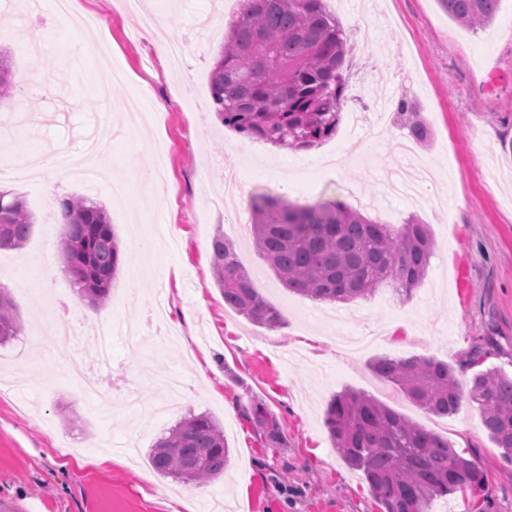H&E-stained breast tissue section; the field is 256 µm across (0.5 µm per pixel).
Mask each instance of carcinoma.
Wrapping results in <instances>:
<instances>
[{
    "instance_id": "1",
    "label": "carcinoma",
    "mask_w": 512,
    "mask_h": 512,
    "mask_svg": "<svg viewBox=\"0 0 512 512\" xmlns=\"http://www.w3.org/2000/svg\"><path fill=\"white\" fill-rule=\"evenodd\" d=\"M448 16L484 28L499 0H441ZM350 48L325 0H245L209 73V89L221 123L275 147L309 149L336 134ZM9 59L0 54V100L13 97ZM408 134L428 138L426 126L401 100ZM0 191V249L20 246L32 217L23 202ZM257 250L289 290L316 301L351 302L389 285L408 297L423 280L435 240L428 225L408 219L393 229L340 201L294 205L270 194L250 202ZM56 223L64 226L61 249L79 298L98 310L122 263L112 224L96 202L60 200ZM213 273L224 304L269 329L282 318L252 286L233 243L216 235ZM22 320L0 292V342L18 335ZM372 371L427 413L447 416L464 398L477 404L484 429L502 459L512 464V376L478 369L463 386L448 364L433 358H380ZM255 419L267 438L280 432L262 408ZM324 424L346 464L362 472L381 512H430L431 501L482 487L485 476L439 434L406 420L364 394L343 391L329 401ZM155 472L200 487L224 474L230 450L224 432L207 414L169 429L149 454Z\"/></svg>"
}]
</instances>
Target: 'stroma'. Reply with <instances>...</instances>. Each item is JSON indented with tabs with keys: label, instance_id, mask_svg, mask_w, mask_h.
<instances>
[{
	"label": "stroma",
	"instance_id": "obj_1",
	"mask_svg": "<svg viewBox=\"0 0 512 512\" xmlns=\"http://www.w3.org/2000/svg\"><path fill=\"white\" fill-rule=\"evenodd\" d=\"M15 2L0 0L7 20L0 48L15 81L13 98L0 104V164H24L34 152L79 158L103 121L112 140L96 186L49 169L0 183L33 219L20 247L0 250V287L23 322L19 336L0 344V380L13 384L0 392V512H207L216 499L229 512H380L324 425L330 399L344 390L447 438L484 473L483 487L435 499L431 512H512V464L490 441L477 405L465 400L453 414L426 413L370 368L382 356L430 357L465 384L469 353L480 344L486 366L512 376V0H500L494 22L478 30L451 21L440 0H385L398 25L377 27L369 45L363 30L371 0H326L351 51L340 133L304 153L320 164L316 175L297 167L299 151L252 141L214 113L208 77L237 16L232 0H142L188 41L179 70L158 41L139 33L124 0H75L103 21L84 33L57 13L55 0L24 10ZM85 37L110 43L112 63L126 75L113 87L116 99L152 90L161 105L152 121L103 112V76L80 50ZM390 94L411 100L430 131L415 150L434 179L416 199L384 187L400 121L390 118L384 140L369 132L365 105ZM159 149L167 161L162 194L148 195L142 178L131 177L129 206L114 208L112 180L129 177L131 165L147 167ZM231 169L246 201L265 191L300 204L339 200L396 228L417 216L436 240L424 279L407 298L384 286L346 304L288 291L253 243L250 209L233 216L209 205L223 196ZM62 195L101 205L124 254L107 305L92 316L55 248ZM220 232L235 244L254 288L280 310V328L225 305L212 269L211 241ZM47 263L55 268L49 278ZM47 306L72 309L75 335L105 336L110 364L89 354L84 368L104 392H137L136 408L108 411L70 377V347L44 350ZM302 334L316 338V348L296 344ZM257 404L279 421V443L249 419ZM204 412L223 427L231 451L223 477L197 487L155 473V441L184 416ZM98 455L111 456V467L83 466Z\"/></svg>",
	"mask_w": 512,
	"mask_h": 512
}]
</instances>
